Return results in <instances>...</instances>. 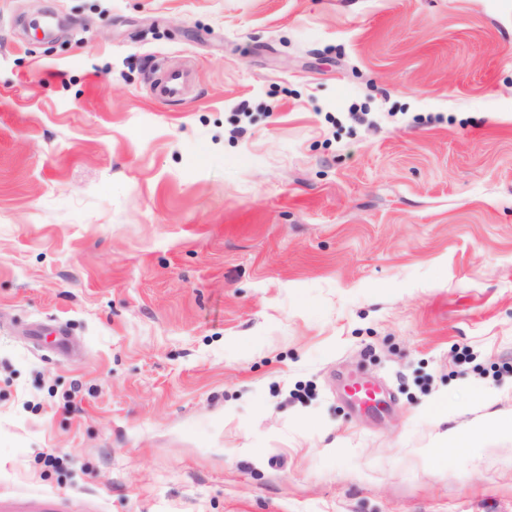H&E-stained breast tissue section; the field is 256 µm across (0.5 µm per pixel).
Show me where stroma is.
Segmentation results:
<instances>
[{"instance_id": "35a3bbf8", "label": "stroma", "mask_w": 512, "mask_h": 512, "mask_svg": "<svg viewBox=\"0 0 512 512\" xmlns=\"http://www.w3.org/2000/svg\"><path fill=\"white\" fill-rule=\"evenodd\" d=\"M491 412L512 0H0V512H512ZM186 81L187 77L182 71H166L154 81L152 95L161 101H180Z\"/></svg>"}]
</instances>
